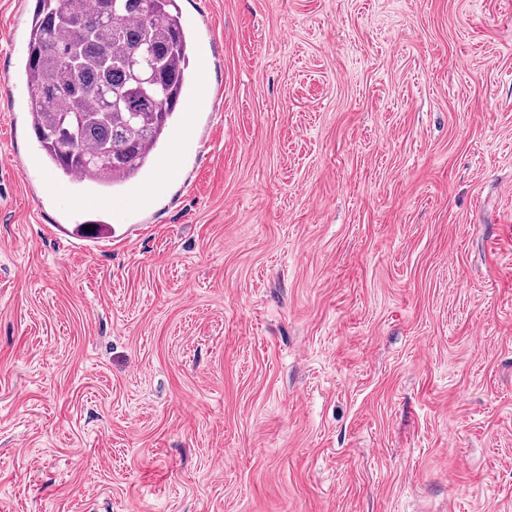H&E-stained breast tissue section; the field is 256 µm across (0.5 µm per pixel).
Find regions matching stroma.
<instances>
[{"label": "stroma", "mask_w": 512, "mask_h": 512, "mask_svg": "<svg viewBox=\"0 0 512 512\" xmlns=\"http://www.w3.org/2000/svg\"><path fill=\"white\" fill-rule=\"evenodd\" d=\"M15 2L0 512H512V0H180V175L86 247Z\"/></svg>", "instance_id": "1"}]
</instances>
